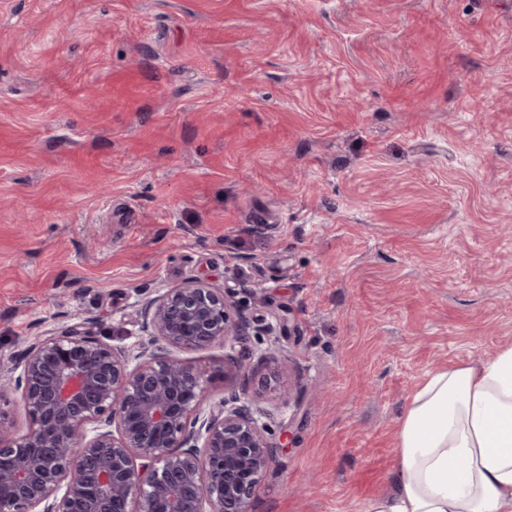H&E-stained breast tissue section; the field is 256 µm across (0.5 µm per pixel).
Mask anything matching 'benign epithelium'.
I'll use <instances>...</instances> for the list:
<instances>
[{
    "label": "benign epithelium",
    "instance_id": "benign-epithelium-1",
    "mask_svg": "<svg viewBox=\"0 0 512 512\" xmlns=\"http://www.w3.org/2000/svg\"><path fill=\"white\" fill-rule=\"evenodd\" d=\"M147 339L115 347L71 325L34 343L0 402L19 397L27 433L0 421V512H250L277 455L271 421L241 378L270 352L224 355V398L205 409L206 371L176 350L244 343L254 323L213 284L191 279L148 300Z\"/></svg>",
    "mask_w": 512,
    "mask_h": 512
}]
</instances>
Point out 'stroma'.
I'll list each match as a JSON object with an SVG mask.
<instances>
[{"label":"stroma","mask_w":512,"mask_h":512,"mask_svg":"<svg viewBox=\"0 0 512 512\" xmlns=\"http://www.w3.org/2000/svg\"><path fill=\"white\" fill-rule=\"evenodd\" d=\"M190 279L281 323L251 512H364L417 386L512 342V0H0V369Z\"/></svg>","instance_id":"1"}]
</instances>
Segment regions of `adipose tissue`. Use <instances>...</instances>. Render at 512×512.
Returning <instances> with one entry per match:
<instances>
[{
    "label": "adipose tissue",
    "instance_id": "adipose-tissue-1",
    "mask_svg": "<svg viewBox=\"0 0 512 512\" xmlns=\"http://www.w3.org/2000/svg\"><path fill=\"white\" fill-rule=\"evenodd\" d=\"M387 494L365 512H512V343L430 372L401 408Z\"/></svg>",
    "mask_w": 512,
    "mask_h": 512
}]
</instances>
